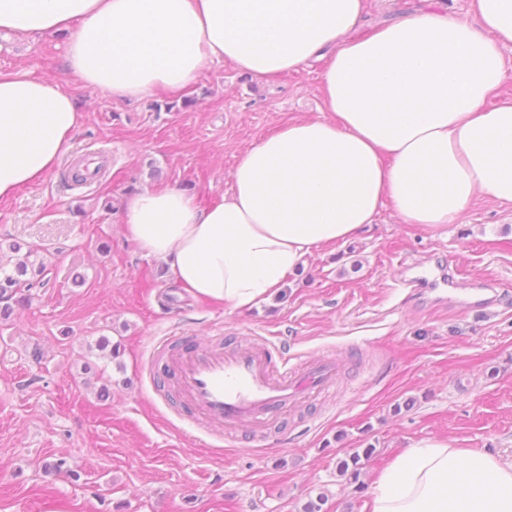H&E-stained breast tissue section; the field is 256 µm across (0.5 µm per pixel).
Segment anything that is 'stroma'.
I'll return each instance as SVG.
<instances>
[{
    "label": "stroma",
    "mask_w": 512,
    "mask_h": 512,
    "mask_svg": "<svg viewBox=\"0 0 512 512\" xmlns=\"http://www.w3.org/2000/svg\"><path fill=\"white\" fill-rule=\"evenodd\" d=\"M64 37L0 36V72L56 79L81 112L67 161L106 173L69 189L52 172L0 201V240L47 252L46 288L0 321V512H367L393 454L424 439L512 462V208L478 199L431 230L382 209L361 238L311 256L270 301L230 312L177 288L123 231L125 199L178 189L207 207L241 151L322 110L321 64L274 79L216 63L179 91L115 99L69 72ZM460 282L409 286L435 265ZM107 337L117 358L96 347ZM265 343L332 386L262 425L217 430L149 375L161 348ZM108 397H100L101 387ZM374 446L360 486L347 453ZM65 460L63 473L44 466Z\"/></svg>",
    "instance_id": "35a3bbf8"
}]
</instances>
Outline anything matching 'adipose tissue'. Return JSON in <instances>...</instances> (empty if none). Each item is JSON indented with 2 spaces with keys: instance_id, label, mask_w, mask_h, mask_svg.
I'll return each mask as SVG.
<instances>
[{
  "instance_id": "adipose-tissue-1",
  "label": "adipose tissue",
  "mask_w": 512,
  "mask_h": 512,
  "mask_svg": "<svg viewBox=\"0 0 512 512\" xmlns=\"http://www.w3.org/2000/svg\"><path fill=\"white\" fill-rule=\"evenodd\" d=\"M366 0H0V31L66 34L65 60L118 99L177 90L210 64L255 77L323 62L324 115L243 150L212 206L176 189L129 196L127 237L173 281L227 310L273 298L315 252L390 208L400 223H458L477 198L512 206V0H438L352 37ZM73 96L0 73V200L43 181L71 148ZM370 512H512V464L427 439L373 482Z\"/></svg>"
}]
</instances>
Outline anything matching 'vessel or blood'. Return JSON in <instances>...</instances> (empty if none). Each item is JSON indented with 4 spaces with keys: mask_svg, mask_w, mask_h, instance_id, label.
<instances>
[{
    "mask_svg": "<svg viewBox=\"0 0 512 512\" xmlns=\"http://www.w3.org/2000/svg\"><path fill=\"white\" fill-rule=\"evenodd\" d=\"M337 366L320 360L296 370L285 354L265 344L230 354L171 355L153 369L175 384L182 409L201 414L215 429L257 424L295 401L316 394L334 379Z\"/></svg>",
    "mask_w": 512,
    "mask_h": 512,
    "instance_id": "vessel-or-blood-1",
    "label": "vessel or blood"
}]
</instances>
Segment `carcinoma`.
Masks as SVG:
<instances>
[{"mask_svg":"<svg viewBox=\"0 0 512 512\" xmlns=\"http://www.w3.org/2000/svg\"><path fill=\"white\" fill-rule=\"evenodd\" d=\"M8 250L13 253L11 269L0 267V317L9 318L15 310L28 305L31 290L44 287L47 266L40 259L39 251L34 248L22 249L21 245L12 243ZM375 448L367 447L362 451H354L338 463L341 475L348 481H359L365 461L371 458Z\"/></svg>","mask_w":512,"mask_h":512,"instance_id":"carcinoma-1","label":"carcinoma"}]
</instances>
